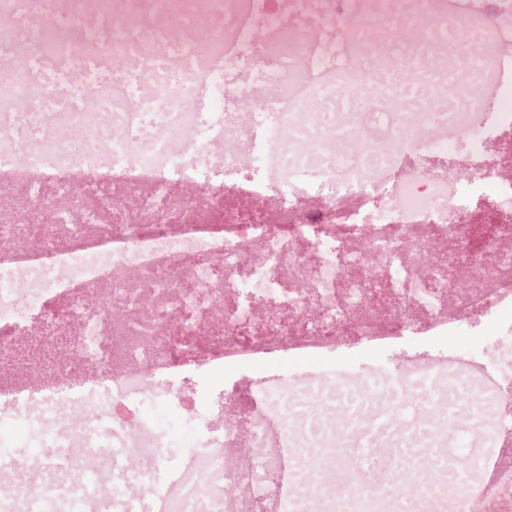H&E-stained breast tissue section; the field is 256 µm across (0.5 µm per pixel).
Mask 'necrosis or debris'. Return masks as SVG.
Masks as SVG:
<instances>
[{
  "label": "necrosis or debris",
  "instance_id": "4bbe7bcc",
  "mask_svg": "<svg viewBox=\"0 0 512 512\" xmlns=\"http://www.w3.org/2000/svg\"><path fill=\"white\" fill-rule=\"evenodd\" d=\"M511 140L512 0H0V198L27 202L0 208V242L19 247L0 257V355L62 323L89 366L127 364L78 376L38 359L51 383L0 387V459L55 448L46 466L69 478L61 492L13 479L0 512H86L96 424L138 462L144 496L112 487L126 512L269 497L278 512H500L512 470L489 460L512 434L497 411L512 399V324L436 370L355 371L343 354L382 324L393 346L417 335L413 306L438 336L512 308V151L493 148ZM110 183L121 232L97 211L43 206L46 189L76 199ZM178 184L193 196L174 200ZM484 208L488 230L473 220ZM206 210L221 231H194ZM424 227L452 247L425 271L406 248ZM187 254L195 264L178 265ZM370 259L371 308L348 277ZM458 269L497 292L447 298ZM219 309L245 360L260 353L247 337L292 323L318 357L255 383L265 413L222 432L208 415L240 390L209 379ZM478 357L500 376L474 370ZM242 439L260 451L247 465L224 452Z\"/></svg>",
  "mask_w": 512,
  "mask_h": 512
}]
</instances>
